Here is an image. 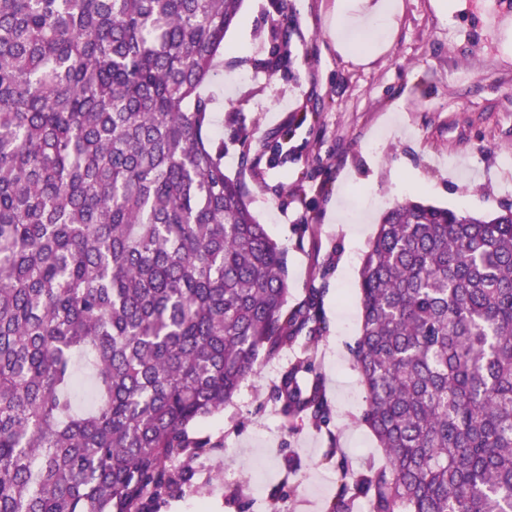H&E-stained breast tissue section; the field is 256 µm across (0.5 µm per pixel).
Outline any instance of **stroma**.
Instances as JSON below:
<instances>
[{
	"mask_svg": "<svg viewBox=\"0 0 512 512\" xmlns=\"http://www.w3.org/2000/svg\"><path fill=\"white\" fill-rule=\"evenodd\" d=\"M293 36L285 68L238 81V58L264 57V35L278 15L275 0H243L241 21L224 39L219 86L244 110L248 156L224 154V171L243 186L258 221L286 250L288 302L323 291L327 333L317 356L334 419L318 429L287 423L270 398L296 352L261 360L221 414L196 430L221 443L198 466L201 493L159 512H241L224 488L242 485L245 511L268 512L271 489L284 478L285 455L301 468L281 512H322L339 472L325 464L338 444L350 468L382 466L384 454L358 418L364 389L352 349L361 324L355 296L361 255L383 207L401 186L431 203L490 214L512 203V0H399L382 53L339 52L328 34L339 0H289ZM318 120L295 125L296 115ZM290 129L288 139L280 132ZM382 197L358 219H329L331 206L352 208L355 195Z\"/></svg>",
	"mask_w": 512,
	"mask_h": 512,
	"instance_id": "stroma-1",
	"label": "stroma"
}]
</instances>
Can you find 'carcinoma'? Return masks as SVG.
Instances as JSON below:
<instances>
[{
  "label": "carcinoma",
  "instance_id": "1",
  "mask_svg": "<svg viewBox=\"0 0 512 512\" xmlns=\"http://www.w3.org/2000/svg\"><path fill=\"white\" fill-rule=\"evenodd\" d=\"M241 0H0V512H158L196 491L259 357L300 347L271 390L328 426L322 289L288 307L285 249L224 173L243 110L211 88ZM275 20L256 70L275 76ZM361 420L386 463L341 472L324 512H512V204L406 197L363 257ZM98 393L74 412L76 360Z\"/></svg>",
  "mask_w": 512,
  "mask_h": 512
}]
</instances>
